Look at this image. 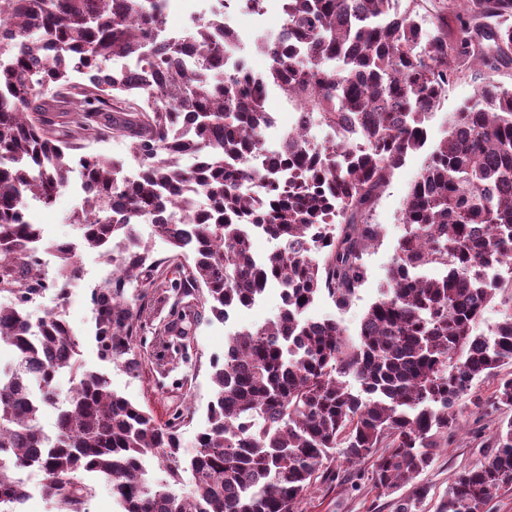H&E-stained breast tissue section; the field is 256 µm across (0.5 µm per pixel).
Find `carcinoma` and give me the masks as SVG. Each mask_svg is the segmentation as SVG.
I'll return each mask as SVG.
<instances>
[{"label": "carcinoma", "instance_id": "carcinoma-1", "mask_svg": "<svg viewBox=\"0 0 512 512\" xmlns=\"http://www.w3.org/2000/svg\"><path fill=\"white\" fill-rule=\"evenodd\" d=\"M393 2L284 0L268 71L221 74L212 21L181 42H151L163 25L159 0H0V297L23 309L41 292L29 247L40 228L25 209L31 198L50 204L78 164L90 192L71 223L112 266V281L91 293L95 337L127 374L142 370L135 338L145 300L166 287L149 245L132 242L135 224L152 225L172 246L174 286L200 294L215 318L269 288L282 300L273 319L228 336L224 359L211 363L214 399L188 458L175 423L119 395L107 374L83 369L64 318L50 312L28 336L0 306V342L13 352L0 369V451L12 457L0 465V512H18V472L32 465L63 512H85L92 496L80 471L109 482L121 512H297L317 480L343 484L327 466L336 448L348 463L374 459L383 494L411 485L397 512H423L430 488L415 479L463 411L512 409V373L500 374L512 365V298L488 335L477 333L496 292L512 288V89L486 83L455 112L408 192L387 288L357 334L305 316L323 294L338 308L357 296L363 255L381 236L363 215L407 153L424 146L452 60L512 62V0H451L462 14L453 41L441 26L447 3L428 36L420 0L402 11ZM189 51L200 68L183 67ZM115 57L148 69L112 70ZM271 86L336 137L314 146L290 132L260 175L252 159L272 122ZM107 133L130 140L143 165L138 180L125 181L99 155H75ZM185 156L200 162L188 169ZM253 180L256 197L241 190ZM192 188L211 209L188 227L166 223L170 200L191 215ZM248 224L265 227L277 248L257 257ZM428 266L441 275L424 274ZM57 269L51 286L78 276L76 254L60 248ZM61 369L78 378L63 399L54 391ZM489 377L493 395L472 391ZM54 405L47 435L38 415ZM143 455L157 457L165 478L141 473ZM511 487L510 417L491 455L454 477L435 512H486Z\"/></svg>", "mask_w": 512, "mask_h": 512}]
</instances>
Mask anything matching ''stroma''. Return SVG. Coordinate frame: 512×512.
Listing matches in <instances>:
<instances>
[{"label": "stroma", "instance_id": "obj_1", "mask_svg": "<svg viewBox=\"0 0 512 512\" xmlns=\"http://www.w3.org/2000/svg\"><path fill=\"white\" fill-rule=\"evenodd\" d=\"M489 81L512 88V65L489 69L466 61L458 63L456 76L449 81L437 107L424 123L427 140L423 149L407 154L365 215L367 223L379 225L382 233L379 243L363 256L367 278L356 298L349 307L340 309L328 297H320L308 309L309 318L332 317L348 333H356L365 312L386 287L395 247L405 232L401 222L405 199L429 150L446 135L451 113ZM81 199V192L73 185L62 191L51 206L32 207L29 216L48 235L66 237L75 231L71 217ZM133 231L140 238L150 240L152 256L159 264L157 273L167 281L166 288L147 298L144 328L137 338L143 360L139 377H132L104 361L95 339L90 295L100 284L106 267L98 252L84 250L79 253L78 260L84 272L64 301H57L49 294L29 304L28 310L35 318L49 311L63 310L80 339L81 364L108 374L114 390L133 403L151 409L158 419L178 421L182 451L189 455L195 450L197 433L206 425L207 407L213 398L212 361L223 357L225 340L230 333L244 326L262 325L274 318L280 306L279 292L269 289L253 308L233 313L228 320H217L210 312L202 310L198 298L183 296L171 288L170 283L177 273L174 252L169 244L151 238L147 225H134ZM173 325L185 328V335L170 333L169 328ZM501 419L498 413L463 412L447 447L438 449L431 467L419 476L420 481L429 486L432 499H439L446 492L455 474L484 460L494 446L493 436ZM330 465L340 470L344 485L335 488L317 485L299 503L298 512H396L399 500L408 493L407 487L403 486L391 494L380 495L371 479V462L347 464L341 452L336 450L331 455Z\"/></svg>", "mask_w": 512, "mask_h": 512}]
</instances>
